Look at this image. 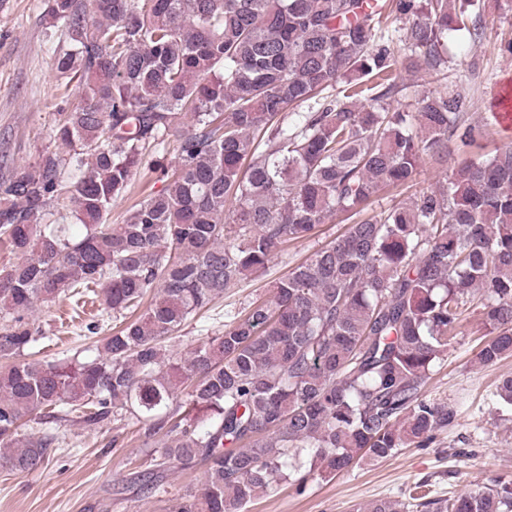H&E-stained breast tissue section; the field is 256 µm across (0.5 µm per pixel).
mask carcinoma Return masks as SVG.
Segmentation results:
<instances>
[{
  "label": "carcinoma",
  "mask_w": 512,
  "mask_h": 512,
  "mask_svg": "<svg viewBox=\"0 0 512 512\" xmlns=\"http://www.w3.org/2000/svg\"><path fill=\"white\" fill-rule=\"evenodd\" d=\"M391 10L407 26L393 37ZM485 0H48L60 80L85 86L46 151L0 182V465L23 474L57 436L20 437L41 411L87 426L128 416L150 447L143 490L170 464L204 463L174 512H246L287 482L330 480L365 460L425 447L455 411L424 387L479 303L512 354V145L483 152L492 122L462 91L413 89L395 72L446 75L448 32L479 40ZM412 109L392 107L401 97ZM477 149L430 191L373 217L449 144ZM164 188L106 223L146 158ZM76 179H64L65 169ZM67 200L86 232L44 224ZM351 224L185 355L166 341L197 311L267 272L291 241L337 213ZM102 292L120 326L93 356L41 363L25 316ZM307 451L308 463L290 455ZM512 512V482L456 498L413 494L368 512Z\"/></svg>",
  "instance_id": "carcinoma-1"
}]
</instances>
